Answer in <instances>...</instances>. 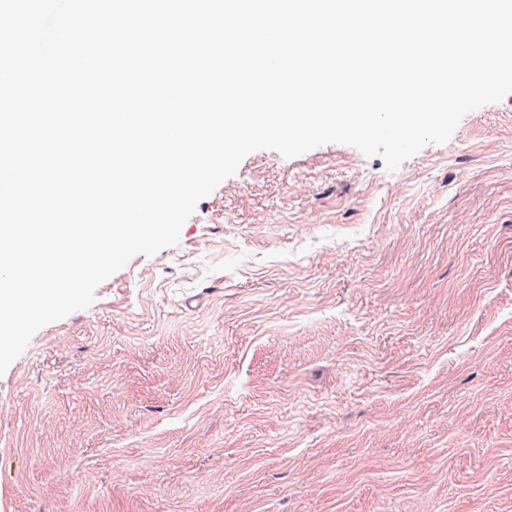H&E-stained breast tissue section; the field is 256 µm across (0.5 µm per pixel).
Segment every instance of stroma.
Returning a JSON list of instances; mask_svg holds the SVG:
<instances>
[{"instance_id": "35a3bbf8", "label": "stroma", "mask_w": 512, "mask_h": 512, "mask_svg": "<svg viewBox=\"0 0 512 512\" xmlns=\"http://www.w3.org/2000/svg\"><path fill=\"white\" fill-rule=\"evenodd\" d=\"M0 512H512V93L247 155L0 375Z\"/></svg>"}]
</instances>
